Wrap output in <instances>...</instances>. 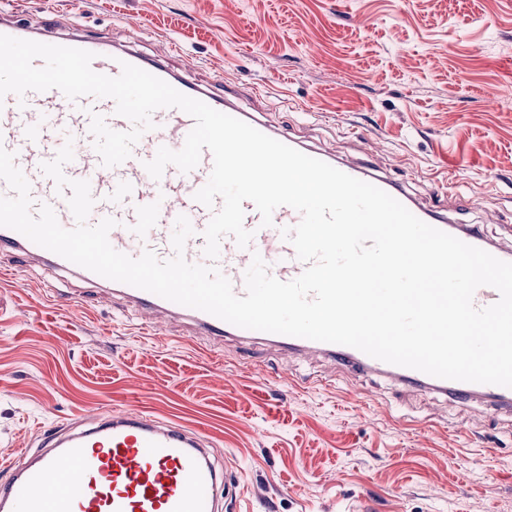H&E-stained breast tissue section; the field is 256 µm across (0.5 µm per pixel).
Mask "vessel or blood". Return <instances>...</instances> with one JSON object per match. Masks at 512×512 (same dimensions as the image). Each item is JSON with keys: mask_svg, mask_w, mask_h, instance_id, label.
Returning a JSON list of instances; mask_svg holds the SVG:
<instances>
[{"mask_svg": "<svg viewBox=\"0 0 512 512\" xmlns=\"http://www.w3.org/2000/svg\"><path fill=\"white\" fill-rule=\"evenodd\" d=\"M56 27L53 21L35 27L0 23V34L93 52V70L112 77L120 74L122 63L132 64L217 111L239 117L269 137L277 135L269 122L252 113L239 112L226 98L174 74L160 60L130 51H112L88 38H67ZM94 112L102 115L113 130L127 131L132 127L131 121L116 114L115 102L110 98L83 96L72 101L60 90L50 89L22 97L9 94L0 99V145L14 153L16 165L30 184L34 205H50L62 227H75L67 193L58 192L54 181L40 168L65 143H72L74 158L65 165L64 174L68 179L90 184L95 204L88 224L115 219L109 241L116 250L134 258L147 250L162 260L172 258V234L177 218L183 215L194 230L185 244L184 257L192 263H206L203 231L214 210L196 201L194 195L209 179L213 167L210 151H203L198 165L187 173L170 165L156 180L144 167L160 147L174 151L183 147L194 126L192 117L176 108L155 111L153 129L142 134L130 157L107 167L94 148L89 130ZM339 169L381 188L423 222L502 261L512 260V253L493 245L475 230L448 224L445 217L415 203L383 177L345 163ZM243 208L244 226L254 233L252 241L241 248L232 236L223 237L220 254L213 262L231 281L234 293L244 295V275L256 254L273 277L285 282L297 278L306 265L297 258L282 231L295 227L301 220L300 213L288 206L279 207L273 213L272 226L265 227L252 202H244ZM0 253L13 255L24 265L41 264L70 271L149 311L165 325L187 320L195 325L197 335L217 338L245 333L244 328L207 312L95 274L4 226H0ZM265 339L285 351L322 355L337 365L384 374L460 402L480 398L499 407H512V387L433 377L383 362L346 345L274 333L266 334ZM49 440V451L30 456L26 465L14 461L0 464V470L9 475L8 483L0 486V512H219L213 489L223 475L207 451V438L197 432L136 410L120 409L92 419L84 429L72 423L54 430Z\"/></svg>", "mask_w": 512, "mask_h": 512, "instance_id": "b4317fda", "label": "vessel or blood"}]
</instances>
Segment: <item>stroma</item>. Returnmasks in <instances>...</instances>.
Returning a JSON list of instances; mask_svg holds the SVG:
<instances>
[{"instance_id": "1", "label": "stroma", "mask_w": 512, "mask_h": 512, "mask_svg": "<svg viewBox=\"0 0 512 512\" xmlns=\"http://www.w3.org/2000/svg\"><path fill=\"white\" fill-rule=\"evenodd\" d=\"M50 13L62 36L163 58L512 248V0H0V22ZM153 324L0 255V458L137 409L244 471L223 512H512L511 410Z\"/></svg>"}]
</instances>
